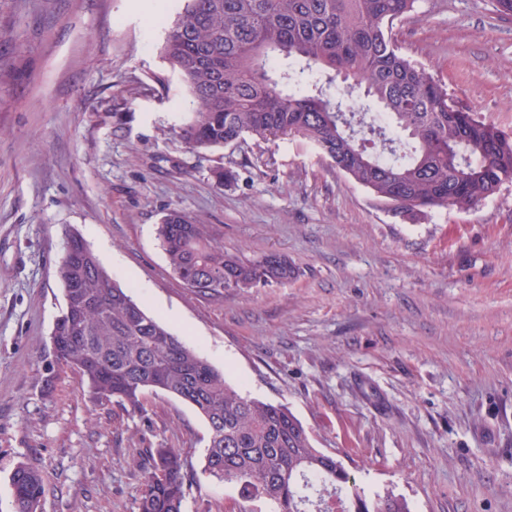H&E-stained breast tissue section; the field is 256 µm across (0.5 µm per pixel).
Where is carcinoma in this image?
Instances as JSON below:
<instances>
[{
  "label": "carcinoma",
  "instance_id": "carcinoma-1",
  "mask_svg": "<svg viewBox=\"0 0 512 512\" xmlns=\"http://www.w3.org/2000/svg\"><path fill=\"white\" fill-rule=\"evenodd\" d=\"M416 0H185L167 28L164 59L191 96L181 128L196 152L247 136L307 141L395 214L470 209L512 184V136L455 103L401 52L394 28ZM156 236L192 291L219 298L297 275L288 257L244 259L208 224L168 211ZM57 261L64 308L50 369H72L97 403L143 412L160 391L206 422L202 474L273 512H410L386 490L367 497L333 455L314 447L284 404L243 393L197 349L148 314L74 230ZM137 512H183L187 463L177 448L146 449ZM10 483L33 490L14 512H41L39 471L19 462Z\"/></svg>",
  "mask_w": 512,
  "mask_h": 512
}]
</instances>
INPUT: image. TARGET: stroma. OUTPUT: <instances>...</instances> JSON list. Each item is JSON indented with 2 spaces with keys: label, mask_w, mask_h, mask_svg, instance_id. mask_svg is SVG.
<instances>
[{
  "label": "stroma",
  "mask_w": 512,
  "mask_h": 512,
  "mask_svg": "<svg viewBox=\"0 0 512 512\" xmlns=\"http://www.w3.org/2000/svg\"><path fill=\"white\" fill-rule=\"evenodd\" d=\"M182 7L0 0V512L20 461L43 476L42 512H135L144 451L160 444L196 472L184 512L253 508L200 475L208 431L192 407L149 392L132 415L93 403L78 372L48 370L67 226L230 383L288 406L366 495L512 512V184L412 224L300 139L188 149L189 97L150 23ZM395 33L461 106L512 134V15L417 0ZM218 168L234 173L221 186ZM171 209L227 252L287 255L297 277L192 293L156 238Z\"/></svg>",
  "instance_id": "obj_1"
}]
</instances>
